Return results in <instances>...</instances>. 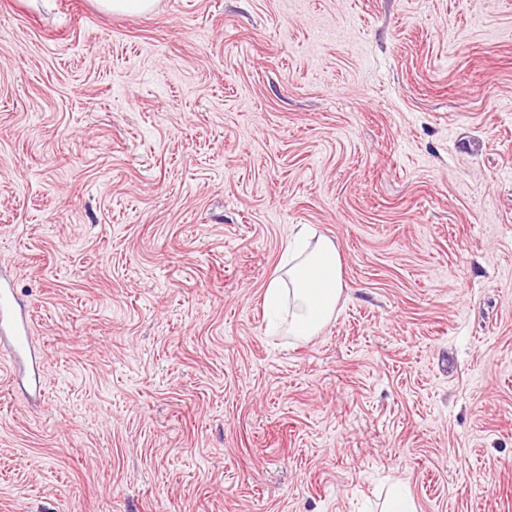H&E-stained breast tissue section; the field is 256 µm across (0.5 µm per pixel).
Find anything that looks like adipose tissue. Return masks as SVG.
<instances>
[{
    "label": "adipose tissue",
    "instance_id": "adipose-tissue-1",
    "mask_svg": "<svg viewBox=\"0 0 512 512\" xmlns=\"http://www.w3.org/2000/svg\"><path fill=\"white\" fill-rule=\"evenodd\" d=\"M341 295V259L336 244L307 227L285 245L264 300L284 310L292 336L317 335L333 316Z\"/></svg>",
    "mask_w": 512,
    "mask_h": 512
}]
</instances>
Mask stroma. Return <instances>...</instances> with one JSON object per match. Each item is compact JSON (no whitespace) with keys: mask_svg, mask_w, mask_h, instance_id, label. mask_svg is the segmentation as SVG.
Listing matches in <instances>:
<instances>
[{"mask_svg":"<svg viewBox=\"0 0 512 512\" xmlns=\"http://www.w3.org/2000/svg\"><path fill=\"white\" fill-rule=\"evenodd\" d=\"M0 273V512H512V0H0ZM97 7L106 13H138L153 11L156 0H94ZM313 276L320 280H313ZM341 289V259L336 244L315 236L304 225L285 245L264 300L279 311L287 294L283 321L288 324V335L309 338L333 316ZM30 316L29 305L0 273V344H7L14 361L31 356Z\"/></svg>","mask_w":512,"mask_h":512,"instance_id":"stroma-1","label":"stroma"}]
</instances>
